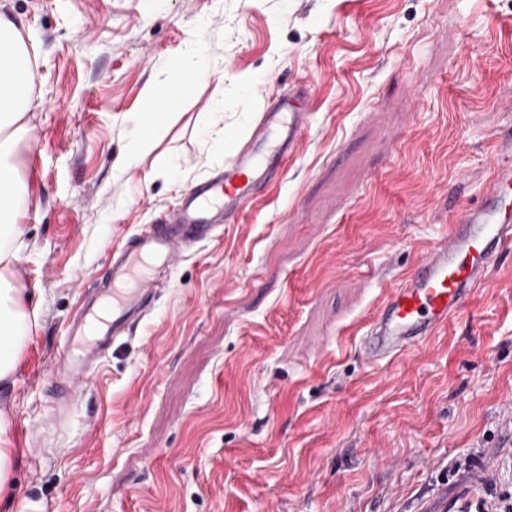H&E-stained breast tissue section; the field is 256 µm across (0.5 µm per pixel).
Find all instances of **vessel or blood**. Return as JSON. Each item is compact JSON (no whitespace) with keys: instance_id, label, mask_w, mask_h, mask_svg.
<instances>
[{"instance_id":"obj_1","label":"vessel or blood","mask_w":512,"mask_h":512,"mask_svg":"<svg viewBox=\"0 0 512 512\" xmlns=\"http://www.w3.org/2000/svg\"><path fill=\"white\" fill-rule=\"evenodd\" d=\"M312 85L272 89L247 140L223 171L191 188L164 223L147 224L113 249L107 273L72 317L54 369L68 409L112 346L149 313L161 274L190 246L239 221L256 192L279 181L308 130ZM512 250V128L500 130L479 204L456 209L438 241L390 288L359 339L377 365L416 350L459 316L501 256Z\"/></svg>"}]
</instances>
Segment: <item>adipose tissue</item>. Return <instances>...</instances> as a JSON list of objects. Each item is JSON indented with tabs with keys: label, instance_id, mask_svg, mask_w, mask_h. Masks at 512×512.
I'll return each mask as SVG.
<instances>
[{
	"label": "adipose tissue",
	"instance_id": "obj_1",
	"mask_svg": "<svg viewBox=\"0 0 512 512\" xmlns=\"http://www.w3.org/2000/svg\"><path fill=\"white\" fill-rule=\"evenodd\" d=\"M36 60L34 46L28 44L16 23L0 12V384L11 381L35 317L14 265L22 248L20 222L27 190L18 152L31 134L26 113L34 96ZM203 75V69L183 59L171 65L165 85L145 88V107L136 117L132 144L136 154L153 147L162 126L157 110L165 105L177 110L172 95L185 94Z\"/></svg>",
	"mask_w": 512,
	"mask_h": 512
}]
</instances>
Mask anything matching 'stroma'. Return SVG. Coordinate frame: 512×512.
Wrapping results in <instances>:
<instances>
[{
    "label": "stroma",
    "instance_id": "stroma-1",
    "mask_svg": "<svg viewBox=\"0 0 512 512\" xmlns=\"http://www.w3.org/2000/svg\"><path fill=\"white\" fill-rule=\"evenodd\" d=\"M38 52L15 270L37 306L0 410L42 512H461L512 492V253L379 365L359 337L512 126V0H0ZM199 51L155 149L142 92ZM309 129L239 224L171 267L64 420L53 368L112 249L245 141L274 82Z\"/></svg>",
    "mask_w": 512,
    "mask_h": 512
}]
</instances>
